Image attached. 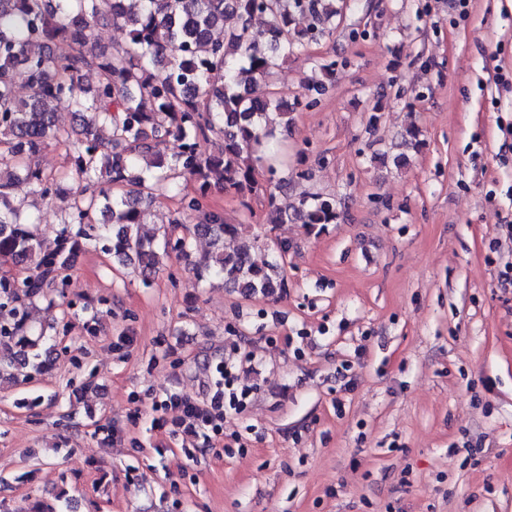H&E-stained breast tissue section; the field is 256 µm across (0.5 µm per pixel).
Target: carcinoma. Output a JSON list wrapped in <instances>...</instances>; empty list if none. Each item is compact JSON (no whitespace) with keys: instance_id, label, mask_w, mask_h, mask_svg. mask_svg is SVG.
<instances>
[{"instance_id":"obj_1","label":"carcinoma","mask_w":512,"mask_h":512,"mask_svg":"<svg viewBox=\"0 0 512 512\" xmlns=\"http://www.w3.org/2000/svg\"><path fill=\"white\" fill-rule=\"evenodd\" d=\"M341 0H0V264L23 277H0V377L21 356L35 372L49 361L38 351L46 330L30 310L54 308L45 289L66 286V272L88 241H103L119 265L133 266L143 283L163 260L188 257L191 238L167 236L158 246L141 233L156 191L178 197L172 224L197 220L195 233L213 249L193 264L196 282L220 280L252 296L285 288L279 260L288 242L276 243L278 259L259 266L242 242L240 225L207 208L208 195L241 199L265 196V223H298L312 230L335 224L336 199L304 196L284 208L288 147L277 137L299 110L317 105L336 61L315 66L304 91L288 102L280 93L251 94L269 82L279 61L302 53L330 34ZM126 31L127 41L109 53L81 50L101 21ZM97 70L94 86L84 71ZM24 85L26 95L16 92ZM67 110L80 130L57 123ZM410 122L380 159L397 168L423 145ZM180 150L167 154L169 139ZM63 146L72 172L85 182L63 197L62 227L51 242L34 232L32 209L61 195L59 177L37 157ZM268 178L262 183L258 175ZM191 181L194 191L182 188Z\"/></svg>"}]
</instances>
